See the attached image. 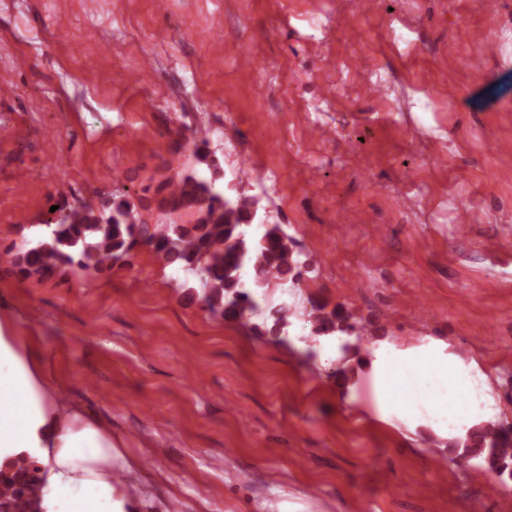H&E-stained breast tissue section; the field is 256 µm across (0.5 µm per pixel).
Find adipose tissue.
Listing matches in <instances>:
<instances>
[{
    "instance_id": "obj_1",
    "label": "adipose tissue",
    "mask_w": 512,
    "mask_h": 512,
    "mask_svg": "<svg viewBox=\"0 0 512 512\" xmlns=\"http://www.w3.org/2000/svg\"><path fill=\"white\" fill-rule=\"evenodd\" d=\"M57 378L9 317H0V465L19 458L47 469L39 512H129L116 469L134 463L111 429L59 401ZM351 398L385 423L424 429L465 451L477 428L495 424L497 403L483 366L441 341L378 342Z\"/></svg>"
}]
</instances>
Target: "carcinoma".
I'll return each mask as SVG.
<instances>
[{
	"mask_svg": "<svg viewBox=\"0 0 512 512\" xmlns=\"http://www.w3.org/2000/svg\"><path fill=\"white\" fill-rule=\"evenodd\" d=\"M207 134L194 132L199 169L177 170L158 186L161 205L169 214H187V224H149L136 204L123 194L112 195L99 210L64 204L52 222L21 226L28 233L0 255L22 277L48 280L61 271L92 278L113 267L132 265L139 246H148L172 269L199 282V299L227 320L250 319L264 313L269 331L290 326L288 306H265L270 285L296 283L302 263L290 235L280 224L251 229L259 215L257 202L226 190L219 167L205 152ZM326 335L345 334L348 326L333 311L319 318ZM484 459L488 471L501 479L512 477V439L496 426L480 429L473 445L453 461ZM25 460L0 468V509L38 512L39 478Z\"/></svg>",
	"mask_w": 512,
	"mask_h": 512,
	"instance_id": "cac0c4a2",
	"label": "carcinoma"
}]
</instances>
